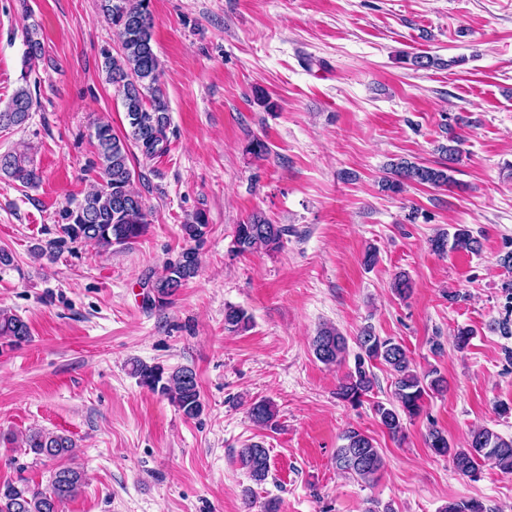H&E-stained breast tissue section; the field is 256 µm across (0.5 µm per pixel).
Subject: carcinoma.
<instances>
[{"mask_svg": "<svg viewBox=\"0 0 512 512\" xmlns=\"http://www.w3.org/2000/svg\"><path fill=\"white\" fill-rule=\"evenodd\" d=\"M150 0H101V11L115 29L121 43L120 52H102L103 65L108 83L121 96L129 129L122 136L113 132L112 126L98 122L94 126L96 140L94 159L89 161L93 170H99L101 183L88 191L74 207L64 210L57 237L39 248L50 258L69 244L94 242L104 250L114 245L129 246L143 236L151 224L150 214L142 197L132 189L134 170L130 164L129 145H134L149 160L168 151L167 130L170 126L169 104L160 61L152 44L153 16ZM26 50L22 62L21 79H27L35 61L42 57L43 44L37 39L36 25H30L25 33ZM33 109L30 91L21 86L15 90L8 105L0 109V128H17L25 125ZM464 137L448 128V143L440 144L437 151L443 162L437 166L413 162L401 158L390 163V176L382 183V190L399 195L411 184L446 187L455 183L453 173L462 160ZM0 175L34 188L40 181L38 169L26 157L4 153L0 155ZM208 221L201 212L193 222L182 225L184 238L189 243L180 255L167 262L161 274L149 281L150 294L146 305L150 309H162L172 303L177 292L199 271V250L205 242ZM288 228L274 224L260 213L248 217L236 225L234 243L239 254L251 253L259 248L277 251L283 244ZM433 252L444 254L448 249L477 253L481 242L471 231L458 228L452 234L439 232L430 239ZM250 321L247 313L238 307L224 309V329L237 332ZM0 339L17 347L30 339L28 324L19 316L0 309ZM360 354L355 368L336 388V396L357 407L373 390L375 377L365 368V361H380L395 376L393 400L386 405L374 406L379 423L392 437L403 432V417L420 414L424 399L446 388V380L434 374L420 375L411 366L403 345L390 337L382 338L372 327L362 329L356 338ZM318 361L334 365L345 358L347 341L334 326L320 328L312 341ZM133 375L140 386L165 396L189 419L199 417L204 404L196 372L187 366L173 370L160 364L133 365ZM249 414L259 426H271L277 410L269 399L251 403ZM344 444L336 449V468L364 480L374 479L384 467V460L373 438L357 428H349L342 435ZM428 447L438 456H452L456 471L475 478L484 465L489 464L502 472H512V439L502 438L492 429L482 426L470 433L465 448H452L448 437L439 429L428 433ZM23 453L35 461H50L55 467L50 471L45 487H33L27 478L0 483V512H52L50 500L57 505L74 498L86 484L83 469L74 465L75 443L64 433L35 429L23 441ZM239 460L250 478L263 483L271 469L268 450L259 443H251L241 449ZM443 512H488L477 499L451 502Z\"/></svg>", "mask_w": 512, "mask_h": 512, "instance_id": "carcinoma-1", "label": "carcinoma"}]
</instances>
